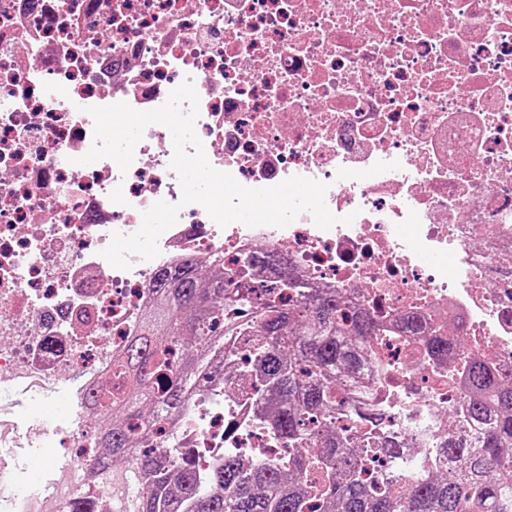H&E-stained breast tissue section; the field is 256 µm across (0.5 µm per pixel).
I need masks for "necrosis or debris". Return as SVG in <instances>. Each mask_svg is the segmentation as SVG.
Segmentation results:
<instances>
[{"label":"necrosis or debris","instance_id":"necrosis-or-debris-1","mask_svg":"<svg viewBox=\"0 0 512 512\" xmlns=\"http://www.w3.org/2000/svg\"><path fill=\"white\" fill-rule=\"evenodd\" d=\"M187 80L215 169L254 189L325 183L338 224L304 212L283 228L223 227L181 205L159 124L127 171L78 164L90 107L155 109ZM160 200L181 210L159 255L114 268L102 255L113 233H136ZM218 251L227 287L245 278L264 295L278 271L243 261L280 253L310 294L379 321L336 399L376 417L356 424L357 442L413 446L404 474L437 463L461 402L456 363L512 369V0H0V393L63 388L73 405L52 430L0 417V512H112L94 422L112 401V356L157 268ZM409 316L419 336L402 332ZM437 336L450 358L430 349ZM257 402L241 361L227 364L169 441L203 471L228 448L271 456ZM41 437L66 463L46 488L21 490L18 457Z\"/></svg>","mask_w":512,"mask_h":512}]
</instances>
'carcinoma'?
<instances>
[{"instance_id": "cac0c4a2", "label": "carcinoma", "mask_w": 512, "mask_h": 512, "mask_svg": "<svg viewBox=\"0 0 512 512\" xmlns=\"http://www.w3.org/2000/svg\"><path fill=\"white\" fill-rule=\"evenodd\" d=\"M277 263L282 288L290 280L282 254L252 257L250 266ZM224 279H204L190 259L155 274L153 298L112 366V409L101 415V447L112 463L119 512H512V374L481 361L467 363L462 407L478 428L470 440L448 429V469L411 485L371 472L350 447L347 426L358 415L336 402L338 374L363 363L377 323L348 316L333 294L293 308L271 299L257 315L254 387L288 458L244 461L234 452L204 485L193 467L166 447L161 424L185 408L201 379L224 373V337L240 326L224 322V301H247Z\"/></svg>"}]
</instances>
